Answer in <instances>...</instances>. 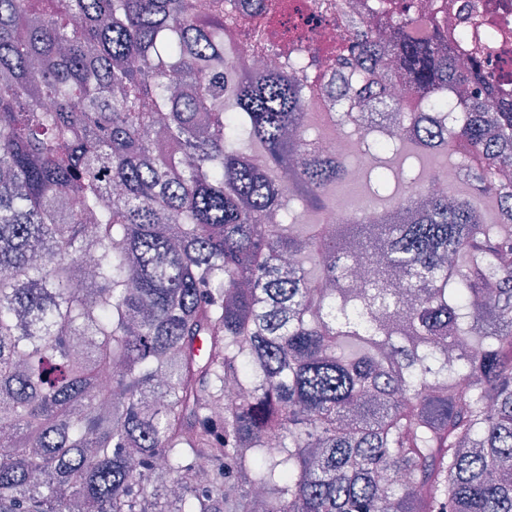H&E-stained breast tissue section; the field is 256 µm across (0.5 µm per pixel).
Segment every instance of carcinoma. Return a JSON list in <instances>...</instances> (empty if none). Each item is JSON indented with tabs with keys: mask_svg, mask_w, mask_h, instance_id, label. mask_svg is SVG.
<instances>
[{
	"mask_svg": "<svg viewBox=\"0 0 512 512\" xmlns=\"http://www.w3.org/2000/svg\"><path fill=\"white\" fill-rule=\"evenodd\" d=\"M252 2L0 0V512H512V94L405 0L325 59ZM323 64L350 95L312 122ZM338 120L367 181L434 141L499 221L430 172L298 223ZM225 47L228 49L231 59L243 71L256 73L258 69H265L267 64L259 61L253 48L245 39H225ZM335 206L325 224H336L344 220L348 215H353L357 212L364 215L370 210L369 207L360 204L349 191L342 189H336Z\"/></svg>",
	"mask_w": 512,
	"mask_h": 512,
	"instance_id": "carcinoma-1",
	"label": "carcinoma"
}]
</instances>
